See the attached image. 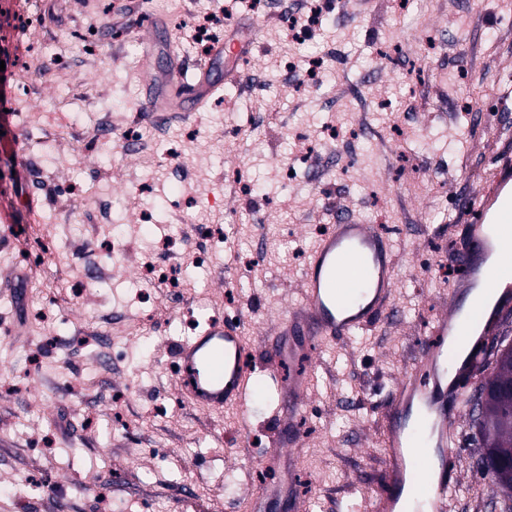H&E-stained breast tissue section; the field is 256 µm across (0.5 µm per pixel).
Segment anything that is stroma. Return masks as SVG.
I'll list each match as a JSON object with an SVG mask.
<instances>
[{"label":"stroma","instance_id":"obj_1","mask_svg":"<svg viewBox=\"0 0 512 512\" xmlns=\"http://www.w3.org/2000/svg\"><path fill=\"white\" fill-rule=\"evenodd\" d=\"M30 0H0V56L23 40L45 44L29 58L27 99L0 74L9 101L0 123V212L11 211L15 248L0 249V512H245L258 485L255 457L274 439L278 401L254 383L250 414H218L184 402L171 348L208 317L252 313L248 334L269 335L297 302L309 250L336 210L387 222L398 267L393 312L372 331L326 346L299 427V480L308 512H368L363 488L384 468L379 436L391 392L418 344L446 309L458 271L449 254L460 228L454 207L476 190L495 153L512 144V0H326L321 29L302 44L288 22L305 0H65L61 16L21 35ZM164 13L159 45L197 59L195 21H244L258 40L236 86L188 119L144 120L150 136L127 148L144 88L134 78L132 28ZM313 56L328 73L303 83ZM487 106L453 123L463 99ZM369 118L339 153L321 129ZM110 121L107 136L97 134ZM47 152L42 170L32 155ZM289 166L293 174L282 178ZM243 169L247 192L228 176ZM181 227L187 288L129 279L112 236L153 256L156 227ZM234 225L238 252L207 251L204 226ZM35 257L22 265L21 253ZM114 268L97 284L93 268ZM26 269L27 328L17 334L11 280ZM238 275L233 300L206 286ZM477 430L456 423L459 490L449 512H500L479 468ZM35 467L40 489L16 495Z\"/></svg>","mask_w":512,"mask_h":512}]
</instances>
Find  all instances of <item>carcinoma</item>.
I'll return each instance as SVG.
<instances>
[{
    "label": "carcinoma",
    "instance_id": "1",
    "mask_svg": "<svg viewBox=\"0 0 512 512\" xmlns=\"http://www.w3.org/2000/svg\"><path fill=\"white\" fill-rule=\"evenodd\" d=\"M512 386V346L498 348L495 372L473 396L470 414L478 433L480 459L512 456V396L501 388ZM491 485L504 496L501 512H512V467L502 466L487 471Z\"/></svg>",
    "mask_w": 512,
    "mask_h": 512
}]
</instances>
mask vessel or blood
I'll list each match as a JSON object with an SVG mask.
<instances>
[{
  "label": "vessel or blood",
  "mask_w": 512,
  "mask_h": 512,
  "mask_svg": "<svg viewBox=\"0 0 512 512\" xmlns=\"http://www.w3.org/2000/svg\"><path fill=\"white\" fill-rule=\"evenodd\" d=\"M237 31V24H229L205 60L189 67L178 61L175 48H168L170 65L156 72L151 60L159 46L153 36L134 28L140 47L137 72L147 88L140 111L154 117L196 112L225 83L241 81V68L256 45L239 41ZM457 220L461 233L452 261L462 276L448 294L447 314L432 322L414 364L391 394L382 432L385 469L380 482L367 491L370 512H417L421 504L438 512L456 491V418L488 345L512 318V251L506 247L512 240L511 151L497 154L489 177L463 201ZM301 279L300 301L262 341L265 371L276 382L279 411L273 446L260 463L273 469L277 479L257 489L253 512H271L281 502L291 512H303L295 458L300 445L297 421L312 383V372L303 363L314 359L319 344L367 331L392 311L396 264L391 242L378 225L333 216ZM476 288L491 297V308L470 302ZM459 342L468 346L462 359L456 354ZM249 359L244 324L210 319L201 332L174 348L182 397L212 411H246ZM283 365L292 368L284 382L278 379Z\"/></svg>",
  "instance_id": "1"
}]
</instances>
